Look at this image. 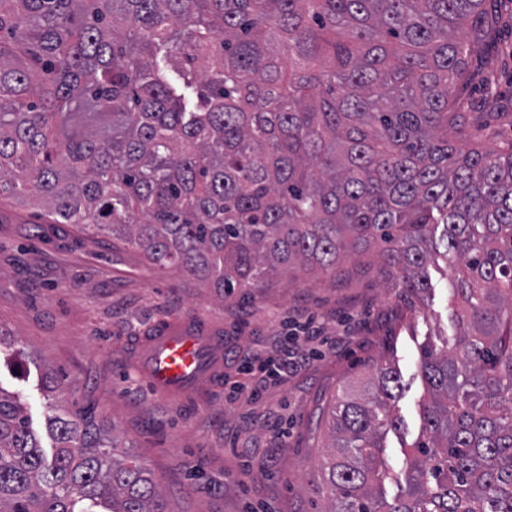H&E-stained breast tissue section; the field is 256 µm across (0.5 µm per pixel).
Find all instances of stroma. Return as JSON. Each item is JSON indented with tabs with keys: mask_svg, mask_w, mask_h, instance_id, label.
<instances>
[{
	"mask_svg": "<svg viewBox=\"0 0 512 512\" xmlns=\"http://www.w3.org/2000/svg\"><path fill=\"white\" fill-rule=\"evenodd\" d=\"M467 68L461 109L474 137L491 147L511 142L512 10ZM429 273L430 289L411 308L372 249L336 269L295 267L223 299L177 270L157 269L131 245L46 223L38 210L0 199V332L33 356L21 373L1 363L0 387L27 404L47 448L50 405L92 408L153 472L173 512H324L329 408L374 364H390L403 385L395 404L402 427L384 437L390 477L380 494L391 501L421 431V352L460 332L450 267L433 264ZM171 317L223 330L221 388L185 402L148 390L130 345ZM310 319L326 336L318 355L287 380L268 377L266 362L280 357L289 327ZM262 376L265 390L251 396Z\"/></svg>",
	"mask_w": 512,
	"mask_h": 512,
	"instance_id": "obj_1",
	"label": "stroma"
}]
</instances>
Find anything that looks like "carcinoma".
I'll list each match as a JSON object with an SVG mask.
<instances>
[{
  "instance_id": "carcinoma-1",
  "label": "carcinoma",
  "mask_w": 512,
  "mask_h": 512,
  "mask_svg": "<svg viewBox=\"0 0 512 512\" xmlns=\"http://www.w3.org/2000/svg\"><path fill=\"white\" fill-rule=\"evenodd\" d=\"M498 0H0V197L106 232L221 298L382 243L393 287L457 260L453 348L401 494L380 501L400 373L331 408L326 512H512V144L472 138L467 58ZM91 108L98 129L66 131ZM454 139H448V133ZM441 235H436V232ZM47 455L0 387V512H171L82 409Z\"/></svg>"
}]
</instances>
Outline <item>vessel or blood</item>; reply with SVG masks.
Listing matches in <instances>:
<instances>
[{
	"mask_svg": "<svg viewBox=\"0 0 512 512\" xmlns=\"http://www.w3.org/2000/svg\"><path fill=\"white\" fill-rule=\"evenodd\" d=\"M133 359L150 390L187 397L224 372V337L200 321H166L145 336Z\"/></svg>",
	"mask_w": 512,
	"mask_h": 512,
	"instance_id": "b4317fda",
	"label": "vessel or blood"
}]
</instances>
